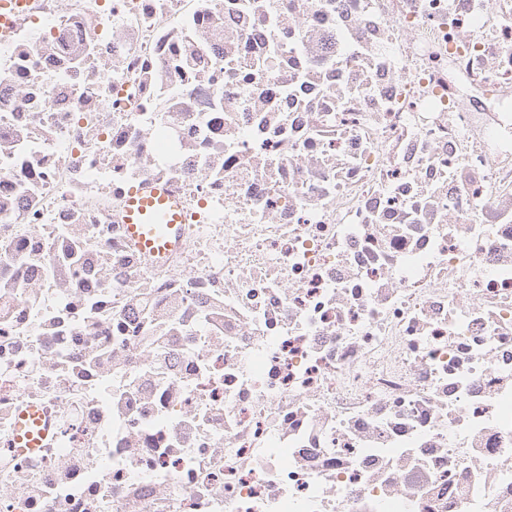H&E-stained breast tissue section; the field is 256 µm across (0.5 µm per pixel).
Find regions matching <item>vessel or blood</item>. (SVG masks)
<instances>
[{"label": "vessel or blood", "instance_id": "obj_1", "mask_svg": "<svg viewBox=\"0 0 512 512\" xmlns=\"http://www.w3.org/2000/svg\"><path fill=\"white\" fill-rule=\"evenodd\" d=\"M164 218L168 226L182 223L185 215L172 196L159 190H151L149 195L134 192L127 210V221L131 236L137 247L149 253H162L170 247L167 238L157 236L152 228L157 218ZM39 421L36 414L24 415L19 423L15 445L19 448H35L40 442Z\"/></svg>", "mask_w": 512, "mask_h": 512}]
</instances>
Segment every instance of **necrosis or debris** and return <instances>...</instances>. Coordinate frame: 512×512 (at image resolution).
<instances>
[{
  "instance_id": "4bbe7bcc",
  "label": "necrosis or debris",
  "mask_w": 512,
  "mask_h": 512,
  "mask_svg": "<svg viewBox=\"0 0 512 512\" xmlns=\"http://www.w3.org/2000/svg\"><path fill=\"white\" fill-rule=\"evenodd\" d=\"M0 512H512V0H28ZM127 215V224L137 247L153 254L164 253L168 247L177 243L176 231H173L175 224L185 221V215L179 204L173 200V196L155 188L149 196H143L142 191L134 192ZM158 216L167 221L170 229L168 240L167 237L157 236L153 229L147 227L148 224H158L155 223ZM39 421L35 413L26 414L19 423L15 448H40Z\"/></svg>"
}]
</instances>
